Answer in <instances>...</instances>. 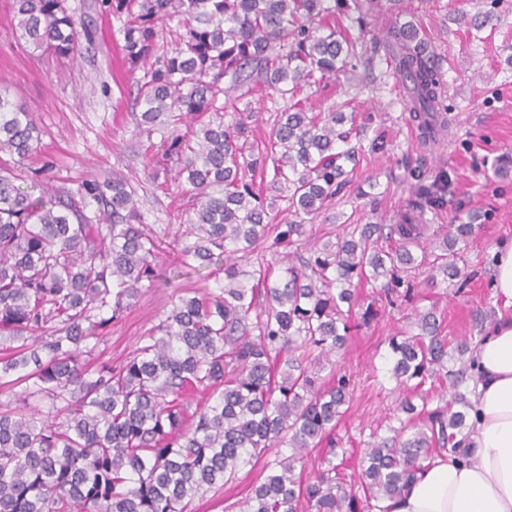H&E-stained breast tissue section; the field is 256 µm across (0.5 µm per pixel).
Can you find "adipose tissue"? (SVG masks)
Here are the masks:
<instances>
[{"mask_svg":"<svg viewBox=\"0 0 512 512\" xmlns=\"http://www.w3.org/2000/svg\"><path fill=\"white\" fill-rule=\"evenodd\" d=\"M474 462L443 452L417 471L390 512H512V317L475 354Z\"/></svg>","mask_w":512,"mask_h":512,"instance_id":"adipose-tissue-1","label":"adipose tissue"}]
</instances>
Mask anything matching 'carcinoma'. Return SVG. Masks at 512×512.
Segmentation results:
<instances>
[{
  "label": "carcinoma",
  "instance_id": "cac0c4a2",
  "mask_svg": "<svg viewBox=\"0 0 512 512\" xmlns=\"http://www.w3.org/2000/svg\"><path fill=\"white\" fill-rule=\"evenodd\" d=\"M353 37L331 23L332 0H101L123 19L126 75L137 89L138 126L170 131L164 155L197 191L184 231L146 230L136 191L123 178L56 185L53 163L33 172L30 190L17 165L39 142L31 113L0 96V512H192L194 499L219 492L247 466L266 471L228 512H388L421 463L441 451L474 458L469 436L478 383L474 353L483 336H463L448 367V338L437 307L415 311L414 334L389 339L388 373L402 391L389 435L368 444L358 481L341 467L306 471L327 450L348 411L354 380L319 369L352 336L355 291L379 289L391 307L414 301L443 275L453 294L466 276L453 258L476 233V216L455 208L436 249L419 244L426 215L448 208L452 173L433 179L406 169L415 198L403 224L344 220L335 240L275 274L239 258L267 241L293 246L304 223L350 188L347 166L387 150L382 131L366 140L356 116L315 112L304 86H316L381 60L405 85L408 117L423 138L446 131L443 78L431 42L412 21L390 26L364 46L377 0H352ZM12 34L36 49L72 56L77 23L68 0H12ZM177 19L175 55L159 54L157 25ZM230 85H221L223 78ZM269 89L288 105L250 136L256 113L224 122L220 97ZM197 127L181 132L184 116ZM285 188L291 220L276 222L256 176ZM95 209H90L91 204ZM162 252L178 255L170 282L224 260V287L177 296L119 366L89 365L113 320L143 282L157 277ZM206 401L191 407L194 395ZM444 405L427 409L433 397ZM49 405L42 413L37 405ZM288 455L267 460L271 450Z\"/></svg>",
  "mask_w": 512,
  "mask_h": 512
}]
</instances>
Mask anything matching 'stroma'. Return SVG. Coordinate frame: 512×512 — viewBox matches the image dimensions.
Segmentation results:
<instances>
[{
    "label": "stroma",
    "mask_w": 512,
    "mask_h": 512,
    "mask_svg": "<svg viewBox=\"0 0 512 512\" xmlns=\"http://www.w3.org/2000/svg\"><path fill=\"white\" fill-rule=\"evenodd\" d=\"M96 0H68L78 22L92 23L93 38H79L73 58L59 61L13 38L12 0H0V96L26 107L41 130V141L24 161L23 171L55 163L56 182L78 183L105 173H117L139 186L142 220L153 230L186 223L197 198L188 186L176 184L171 172L156 166L166 148L167 131L140 135L133 116L135 95L125 78L119 47L122 19L96 12ZM494 10L495 32L482 37L455 12L475 14ZM421 24L446 81V105L452 123L447 132L425 140L408 119L406 92L385 64L373 73L357 69L352 79L325 88H308L314 105L334 109L344 100L358 104L359 119L369 131L385 132L388 149L366 156L354 172L352 184H375L378 199L357 197L354 189L336 197L306 226L319 242L334 239L339 217L355 215L364 224H395L407 209L412 191L404 179L405 164L426 171L441 165L455 176L454 201L480 217V228L464 255L470 276L456 297L441 288L421 289L414 305L393 308L379 301L371 285L358 290L352 311L356 327L340 365L357 385L349 409L336 430L337 454L346 474L360 472L363 448L385 433V419L400 396L387 375L388 338L400 330L415 332V310L438 305L444 335H470L477 308L491 303L498 314H512L491 286L497 250L512 243V0H382L372 16L370 32L381 35L390 23ZM173 290L165 281L143 289L131 306L114 320L94 357L119 364L140 336L163 319L171 308ZM376 314L362 322L367 305ZM259 470H242L222 494L195 498L194 512H224L227 503L244 500Z\"/></svg>",
    "instance_id": "stroma-1"
}]
</instances>
